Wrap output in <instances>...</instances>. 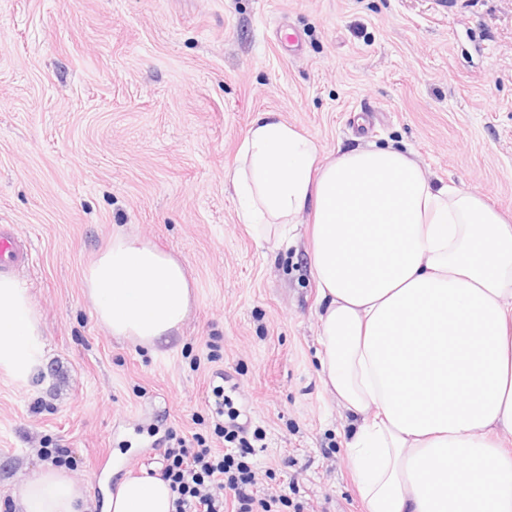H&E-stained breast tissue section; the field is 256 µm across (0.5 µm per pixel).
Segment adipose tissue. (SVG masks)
<instances>
[{"label": "adipose tissue", "mask_w": 512, "mask_h": 512, "mask_svg": "<svg viewBox=\"0 0 512 512\" xmlns=\"http://www.w3.org/2000/svg\"><path fill=\"white\" fill-rule=\"evenodd\" d=\"M224 180L259 237L310 224L324 390L354 426L348 460L367 512H512V220L428 178L411 150L368 145L323 160L271 112L255 118ZM99 323L154 344L192 302L181 262L121 234L86 269ZM40 319L0 279V367L27 370ZM81 487L40 469L20 512H75ZM157 479L129 478L106 512H174Z\"/></svg>", "instance_id": "1"}]
</instances>
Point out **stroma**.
<instances>
[{
  "mask_svg": "<svg viewBox=\"0 0 512 512\" xmlns=\"http://www.w3.org/2000/svg\"><path fill=\"white\" fill-rule=\"evenodd\" d=\"M261 112L328 158L413 150L431 179L512 215V0H0V225L33 248L42 326L30 370L0 368V512H18L48 445L104 512L155 470L166 430L220 446L219 388L265 435L259 495L366 512L353 429L320 380L305 230L257 237L224 184ZM117 232L193 285L180 331L150 346L110 336L86 294Z\"/></svg>",
  "mask_w": 512,
  "mask_h": 512,
  "instance_id": "obj_1",
  "label": "stroma"
}]
</instances>
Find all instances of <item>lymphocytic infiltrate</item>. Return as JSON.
Instances as JSON below:
<instances>
[{
	"label": "lymphocytic infiltrate",
	"instance_id": "lymphocytic-infiltrate-1",
	"mask_svg": "<svg viewBox=\"0 0 512 512\" xmlns=\"http://www.w3.org/2000/svg\"><path fill=\"white\" fill-rule=\"evenodd\" d=\"M214 434L226 442L217 452L200 434L168 432L162 446L158 476L175 495V512H281L287 494L257 496L256 474L247 461L248 439H262V431L245 437L237 424L215 425Z\"/></svg>",
	"mask_w": 512,
	"mask_h": 512
}]
</instances>
